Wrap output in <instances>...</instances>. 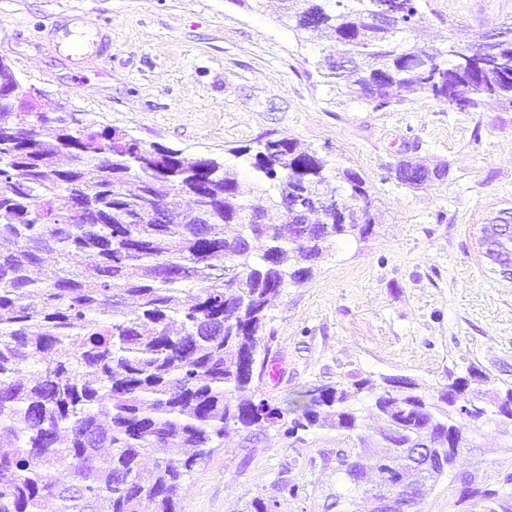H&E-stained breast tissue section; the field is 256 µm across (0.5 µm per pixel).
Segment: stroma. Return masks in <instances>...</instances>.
I'll return each mask as SVG.
<instances>
[{
    "label": "stroma",
    "instance_id": "35a3bbf8",
    "mask_svg": "<svg viewBox=\"0 0 512 512\" xmlns=\"http://www.w3.org/2000/svg\"><path fill=\"white\" fill-rule=\"evenodd\" d=\"M436 20L414 43L446 47L448 23L474 35L512 23V0H429ZM75 9L109 24L106 76L72 73L48 54L37 29ZM321 39H296L275 15L235 0H0V57L26 83L83 111L95 129L117 128L224 161L243 199L258 193L237 150L275 133L366 181L373 229L332 244L309 278L283 288L268 310L272 371L257 398L286 406L294 393L351 375H408L436 387L476 367L481 379L512 385V281L490 272L476 245L479 224L512 212V112L489 101L460 112L416 95L376 111L336 96L313 66ZM410 158L447 165L444 180L411 189L388 169ZM345 432L296 437L278 428L235 435L187 476L179 512H243L258 496L274 512H341L338 453ZM512 478V423L487 421L421 502L419 512H481L462 487L499 488ZM298 486L291 498L281 482Z\"/></svg>",
    "mask_w": 512,
    "mask_h": 512
}]
</instances>
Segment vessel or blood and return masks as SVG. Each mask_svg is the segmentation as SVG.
<instances>
[{
  "instance_id": "1",
  "label": "vessel or blood",
  "mask_w": 512,
  "mask_h": 512,
  "mask_svg": "<svg viewBox=\"0 0 512 512\" xmlns=\"http://www.w3.org/2000/svg\"><path fill=\"white\" fill-rule=\"evenodd\" d=\"M47 51L63 61L76 74H102L112 60V31L109 26L87 25L80 12L54 17L39 31Z\"/></svg>"
}]
</instances>
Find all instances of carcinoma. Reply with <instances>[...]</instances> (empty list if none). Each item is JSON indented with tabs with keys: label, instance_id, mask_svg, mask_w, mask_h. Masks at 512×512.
<instances>
[{
	"label": "carcinoma",
	"instance_id": "1",
	"mask_svg": "<svg viewBox=\"0 0 512 512\" xmlns=\"http://www.w3.org/2000/svg\"><path fill=\"white\" fill-rule=\"evenodd\" d=\"M272 8L300 34L326 32L314 67L337 93L356 87L376 111L421 93L461 112L494 100L512 111V35L490 58L448 24V46L409 44L429 0H235ZM429 68H413L414 58ZM22 85L0 59V512H178L185 476L224 441L254 426L288 437L347 433L382 472L409 482L408 451L454 430L461 439L498 416L494 399L434 393L405 375L338 382L284 411L244 396L262 378L271 337L267 311L282 288L311 274L324 249L372 227L362 175L335 169L343 209L319 202L287 211L296 192L322 196L327 160L270 135L237 152L260 196L239 197L236 170L216 158L143 146L115 128L95 130L83 112H16ZM430 169L404 163L416 188ZM284 223L267 222L270 208ZM167 213L159 223L154 211ZM379 426L367 433L364 410ZM357 496L371 498L365 467L338 461ZM486 512H512V493L463 490Z\"/></svg>",
	"mask_w": 512,
	"mask_h": 512
}]
</instances>
